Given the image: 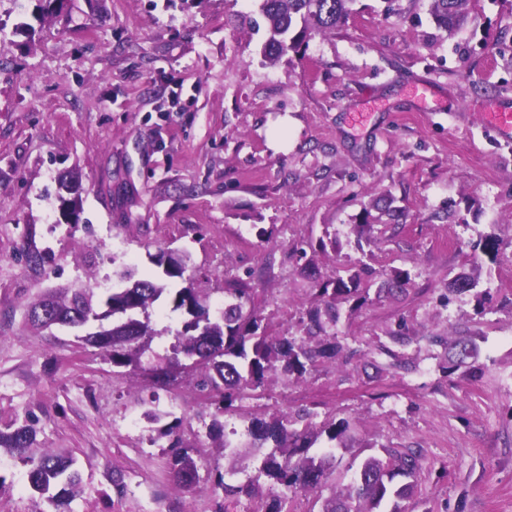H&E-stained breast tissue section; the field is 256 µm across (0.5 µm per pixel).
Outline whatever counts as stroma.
<instances>
[{"mask_svg":"<svg viewBox=\"0 0 512 512\" xmlns=\"http://www.w3.org/2000/svg\"><path fill=\"white\" fill-rule=\"evenodd\" d=\"M342 28L265 62L257 0H0V429L24 418L44 451H67L82 476L72 512H217L213 486L231 458L206 434L192 380L165 388L114 375L79 329L34 332L30 302L121 271H153L178 249L198 287L222 302L248 279L270 334L296 336L315 287L366 265L370 281L408 269L411 287L342 318L352 356L297 381L269 382L225 413L310 409L348 420L356 443L420 451L405 512H512V140L482 121L512 107V0H473L448 32L429 0H355ZM426 82L432 111L407 95ZM181 85L178 106L168 93ZM82 186L77 223L58 178ZM395 209L385 235L356 248L363 211ZM337 246L318 250L324 234ZM494 235L492 264L474 244ZM47 253L45 269L26 248ZM472 272L489 302L449 296ZM404 329L410 345L390 342ZM475 337V373L447 374L448 345ZM173 409L197 461L186 490L144 403ZM322 491L288 512H321L348 480L335 452ZM0 512H36L27 467L0 449Z\"/></svg>","mask_w":512,"mask_h":512,"instance_id":"obj_1","label":"stroma"}]
</instances>
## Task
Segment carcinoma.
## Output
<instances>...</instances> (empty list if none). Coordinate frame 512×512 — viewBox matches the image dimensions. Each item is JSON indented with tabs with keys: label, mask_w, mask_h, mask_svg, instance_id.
<instances>
[{
	"label": "carcinoma",
	"mask_w": 512,
	"mask_h": 512,
	"mask_svg": "<svg viewBox=\"0 0 512 512\" xmlns=\"http://www.w3.org/2000/svg\"><path fill=\"white\" fill-rule=\"evenodd\" d=\"M354 0H260L268 38L264 57L271 63L289 51L297 52L316 34L333 32L345 25L351 16ZM432 16L439 26L452 31L468 21L471 0H431ZM369 211L363 221L351 225L357 245L369 241L375 227L370 224ZM151 261L163 268L167 278H179L185 286L170 292L167 285L149 278H135L131 270L119 273L122 288L106 289V297L98 296L96 288H76L61 293L54 317L61 325H77L87 315L99 320L112 319V329L86 336L90 345L111 355L112 365L121 369L119 375L133 374L141 369V356L151 339L159 332L151 325L153 304L169 294L172 311H180L190 319L174 335L171 354L157 356L148 371L153 385L167 387L184 374L196 378L200 392L214 399L216 412L207 426L208 435L219 442L224 456L233 460L241 455L240 446L225 433L219 416L232 409L233 403L266 386L269 377L300 379L324 360H334L341 351L336 327L341 310L349 312L371 302L370 286L363 285L361 272L351 268L336 271L334 276L316 289L315 305L308 311L299 336H270L261 326L262 318L250 292L242 281L227 284L228 301L220 316H211L210 296L185 276L186 269L172 250L150 255ZM412 282L408 270H397L379 288L375 298L407 289ZM478 282L461 274L449 283V291L462 294L477 288ZM454 356L445 371L450 374L470 369L468 359L477 355V346L460 339L454 345ZM127 372H122V369ZM37 431L32 421L0 430V448L10 450L28 466V483L35 498L64 512L80 493L81 475L75 460L68 453H43L36 456ZM326 436L335 447L348 449L350 423L347 420L317 424L315 414L304 408L294 413L253 416L247 426L246 453L260 459L257 473L243 483L225 481L218 474L214 488L224 492V512H230L243 497L252 498L267 486L269 502L264 512H288V497L300 490H316L328 478L335 459L332 453L310 454L319 437ZM169 466L178 484L189 490L198 479V465L188 452L175 453ZM422 469L421 455L386 449L361 459L352 471L350 481L325 502L322 512H381V506L392 503L389 512H403L398 501L407 498ZM402 476L410 482L393 484Z\"/></svg>",
	"instance_id": "obj_1"
}]
</instances>
